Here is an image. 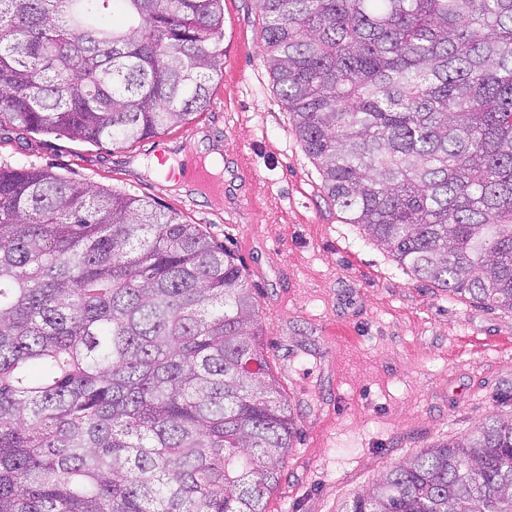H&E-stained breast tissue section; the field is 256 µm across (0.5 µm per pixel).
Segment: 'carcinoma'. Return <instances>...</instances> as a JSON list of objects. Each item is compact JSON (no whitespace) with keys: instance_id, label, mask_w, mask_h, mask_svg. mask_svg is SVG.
Returning a JSON list of instances; mask_svg holds the SVG:
<instances>
[{"instance_id":"cac0c4a2","label":"carcinoma","mask_w":512,"mask_h":512,"mask_svg":"<svg viewBox=\"0 0 512 512\" xmlns=\"http://www.w3.org/2000/svg\"><path fill=\"white\" fill-rule=\"evenodd\" d=\"M0 0V120L134 143L222 73L224 0ZM265 63L345 223L512 312V0H260ZM297 424L233 255L138 196L0 165V512H266ZM343 512H512V418Z\"/></svg>"}]
</instances>
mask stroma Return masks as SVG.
I'll list each match as a JSON object with an SVG mask.
<instances>
[{
  "instance_id": "1",
  "label": "stroma",
  "mask_w": 512,
  "mask_h": 512,
  "mask_svg": "<svg viewBox=\"0 0 512 512\" xmlns=\"http://www.w3.org/2000/svg\"><path fill=\"white\" fill-rule=\"evenodd\" d=\"M262 23L259 0H224L223 74L190 124L115 145L5 122L0 164L157 202L234 255L299 428L266 512H341L399 461L512 417V313L426 286L343 222L265 66ZM214 151L218 191L161 164Z\"/></svg>"
}]
</instances>
